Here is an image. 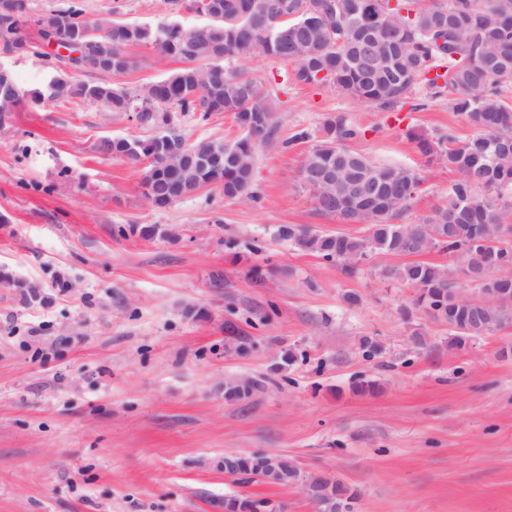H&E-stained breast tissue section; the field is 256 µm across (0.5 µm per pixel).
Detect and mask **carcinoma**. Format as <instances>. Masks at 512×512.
Listing matches in <instances>:
<instances>
[{
	"label": "carcinoma",
	"mask_w": 512,
	"mask_h": 512,
	"mask_svg": "<svg viewBox=\"0 0 512 512\" xmlns=\"http://www.w3.org/2000/svg\"><path fill=\"white\" fill-rule=\"evenodd\" d=\"M389 0H191L192 9L207 23L139 24L98 19L91 33L74 39L62 64L98 72L102 56L113 58L114 74L138 65L128 53L135 45L153 46L164 58L185 66L166 78L131 92L108 82L73 83L56 74L58 84L31 92L32 100L92 98L103 100L110 112H126L134 100L145 103L143 126L159 132L147 139L110 138L97 144L100 153L145 163L140 186L155 207H166L207 186H219L224 197L250 193L255 145L277 131L275 109L249 63L261 57L291 67L297 84L329 86L366 104L391 109L405 104L417 86L431 97H446L452 110L474 129L460 141L435 139L408 132L419 152L445 162L459 174L446 203L424 224H398L395 219L411 206L422 184L408 168L379 165L348 148L356 127L341 116L327 118L324 136L303 159L299 178L315 209L336 216L343 224H363L362 235L323 234L308 227L283 225L279 235L304 251L342 266L351 275L372 255H411L434 249L455 255L469 252L470 284L480 297L466 301L464 285L446 269L414 262L381 272L416 290L417 303L448 321L453 344L489 334L512 322V247L491 246L511 231L506 223V197L512 195V107L502 99L501 83L512 81V0H396L384 10L385 27L405 51L390 56L389 70L373 73L357 61L353 41L366 27L380 2ZM16 17L14 37L22 35L31 17L30 0H0ZM85 14L80 0L34 16L41 27L63 15ZM288 31V41L277 30ZM174 112H198L202 120L225 112L244 134L232 143L222 139L190 142L173 126ZM362 180L363 198L346 201L341 185ZM260 387L251 380H231L228 400L249 397ZM261 460L253 455L225 473L263 477ZM309 497L323 512H352L355 495L332 476L304 481ZM263 500L236 498L231 512H257Z\"/></svg>",
	"instance_id": "obj_1"
}]
</instances>
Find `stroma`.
<instances>
[{
  "mask_svg": "<svg viewBox=\"0 0 512 512\" xmlns=\"http://www.w3.org/2000/svg\"><path fill=\"white\" fill-rule=\"evenodd\" d=\"M83 3L91 19L200 20L189 0ZM130 53L137 67L113 79L129 89L180 66L149 46ZM4 62L22 89L51 78L35 53ZM251 71L278 118L256 147L251 198L209 186L148 204L141 165L96 149L151 136L126 113L26 100L0 127V269L40 296L0 285V512H214L242 496L317 512L301 484L226 474L231 452L334 476L356 492L353 512H512V323L453 346L447 321L381 275L409 256L374 255L348 275L278 234L360 231L319 214L299 180L328 117L358 128L350 149L420 174L405 224L424 223L458 178L408 131L462 140L471 128L421 87L381 110L295 83L283 65ZM175 126L191 141L240 135L223 112ZM301 130L309 139L294 141ZM237 378L262 387L225 400ZM360 379L378 393H355Z\"/></svg>",
  "mask_w": 512,
  "mask_h": 512,
  "instance_id": "stroma-1",
  "label": "stroma"
}]
</instances>
